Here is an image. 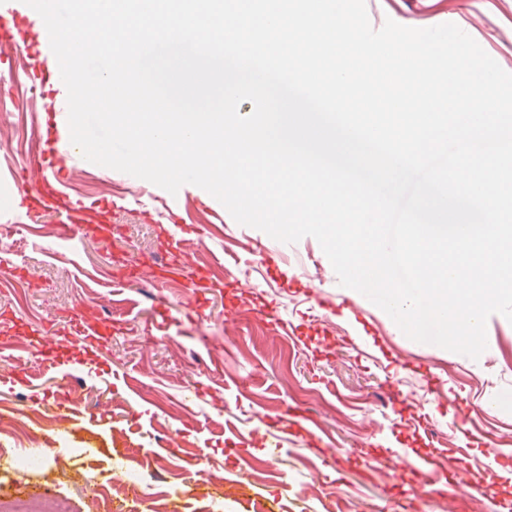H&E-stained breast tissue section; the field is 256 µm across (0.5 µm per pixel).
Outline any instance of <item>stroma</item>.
<instances>
[{
    "mask_svg": "<svg viewBox=\"0 0 512 512\" xmlns=\"http://www.w3.org/2000/svg\"><path fill=\"white\" fill-rule=\"evenodd\" d=\"M384 19L415 28L467 22L474 40L499 64L512 61V0H376ZM50 97L24 76H0V342L17 349L4 367L31 376L30 387L0 383V501L39 494L67 502L71 512H255L277 497L275 512H489L455 485L447 464L463 444L451 417L425 422L432 396L419 370L448 381L472 408L493 398L495 410L477 422L484 433L512 437V323L491 315L487 348L478 359L407 338L385 313L387 352L363 365L346 347L348 318L311 324L313 287L359 304L367 299L340 286L320 244L307 236L289 247V264L271 271L266 254L275 239L226 218L212 225L216 200L194 185L176 195L181 223L199 234L165 241L149 215L151 198L118 202L112 232L87 224L74 238L60 235L54 216L27 212L13 175L27 167L43 141L31 116ZM84 163L68 168L72 194L95 198L139 186L113 169L85 179ZM185 257L180 277L156 278V266ZM178 316L167 335L156 333L158 312ZM105 327L90 345L57 347L58 370L79 376L81 416L56 420L59 398L38 366L47 323L66 315ZM299 325L298 335L284 330ZM307 403L330 447L318 456L304 441L274 461L262 447L263 417ZM52 455L78 449L62 468L23 475L6 451L22 443ZM204 449L208 471L222 478L207 496L199 478L178 469L172 443ZM433 456L438 477L422 482L405 457ZM143 471L137 491H122L128 468ZM112 491L94 497L93 483Z\"/></svg>",
    "mask_w": 512,
    "mask_h": 512,
    "instance_id": "obj_1",
    "label": "stroma"
}]
</instances>
